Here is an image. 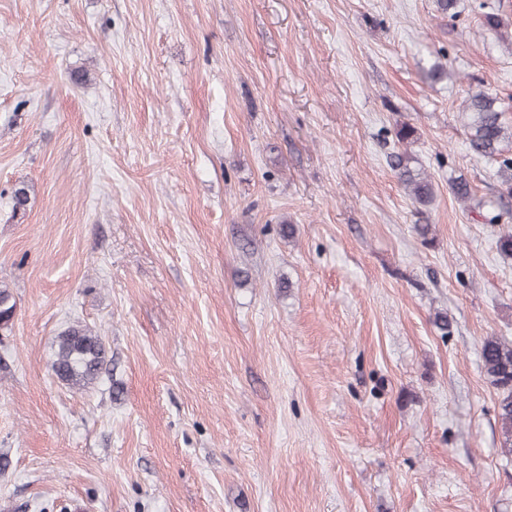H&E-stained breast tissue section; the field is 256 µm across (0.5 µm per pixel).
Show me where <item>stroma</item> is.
<instances>
[{"mask_svg":"<svg viewBox=\"0 0 512 512\" xmlns=\"http://www.w3.org/2000/svg\"><path fill=\"white\" fill-rule=\"evenodd\" d=\"M457 9L0 0V512H512L479 355L512 343V199L462 117L512 126V0ZM76 324L87 391L51 370ZM463 114L471 151L494 160L501 158V144L507 130L496 101L484 92L475 93L470 96ZM412 157L405 153L394 155L392 169L396 171L398 180L411 196L421 205L430 204L433 201L434 187L431 180L419 169L411 167ZM56 345L54 374L75 390L94 387L108 361L103 337L87 326L72 325L56 337Z\"/></svg>","mask_w":512,"mask_h":512,"instance_id":"obj_1","label":"stroma"}]
</instances>
